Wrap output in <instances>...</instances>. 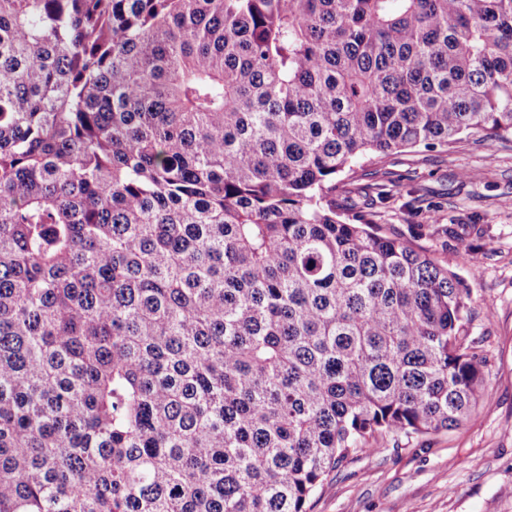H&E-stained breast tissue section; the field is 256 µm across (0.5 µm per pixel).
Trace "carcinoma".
<instances>
[{"instance_id": "carcinoma-1", "label": "carcinoma", "mask_w": 512, "mask_h": 512, "mask_svg": "<svg viewBox=\"0 0 512 512\" xmlns=\"http://www.w3.org/2000/svg\"><path fill=\"white\" fill-rule=\"evenodd\" d=\"M464 133L512 141V0H0V512H307L467 421L464 281L336 215Z\"/></svg>"}]
</instances>
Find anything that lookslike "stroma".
Here are the masks:
<instances>
[{
    "label": "stroma",
    "mask_w": 512,
    "mask_h": 512,
    "mask_svg": "<svg viewBox=\"0 0 512 512\" xmlns=\"http://www.w3.org/2000/svg\"><path fill=\"white\" fill-rule=\"evenodd\" d=\"M353 169L336 191L346 222L363 216L382 235L411 238L465 281L468 334L486 358L489 393L454 430L388 435L379 451L354 454L313 494L308 512H512V141L474 135L394 153L376 168L361 158ZM379 187L384 200L369 204ZM433 214L442 224L491 225L478 271L458 246L412 237V225Z\"/></svg>",
    "instance_id": "stroma-1"
}]
</instances>
